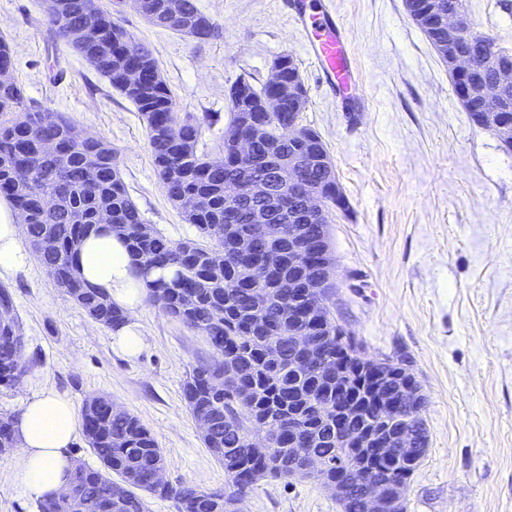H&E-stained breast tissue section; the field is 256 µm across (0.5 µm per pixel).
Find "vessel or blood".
Segmentation results:
<instances>
[{
    "mask_svg": "<svg viewBox=\"0 0 512 512\" xmlns=\"http://www.w3.org/2000/svg\"><path fill=\"white\" fill-rule=\"evenodd\" d=\"M296 21L317 60L330 89H348L356 75L355 61L347 49V36L319 0H296Z\"/></svg>",
    "mask_w": 512,
    "mask_h": 512,
    "instance_id": "obj_1",
    "label": "vessel or blood"
}]
</instances>
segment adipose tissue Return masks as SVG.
Returning <instances> with one entry per match:
<instances>
[{"instance_id":"obj_1","label":"adipose tissue","mask_w":512,"mask_h":512,"mask_svg":"<svg viewBox=\"0 0 512 512\" xmlns=\"http://www.w3.org/2000/svg\"><path fill=\"white\" fill-rule=\"evenodd\" d=\"M20 245V224L0 207V277L36 263ZM78 267L93 287L104 291L127 314L146 297L145 282L127 248L108 229L91 234L80 246ZM81 418L66 397L43 390L25 401L14 424L19 450L12 459L18 489L36 500L59 493L73 467L70 446Z\"/></svg>"}]
</instances>
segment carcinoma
<instances>
[{
  "instance_id": "cac0c4a2",
  "label": "carcinoma",
  "mask_w": 512,
  "mask_h": 512,
  "mask_svg": "<svg viewBox=\"0 0 512 512\" xmlns=\"http://www.w3.org/2000/svg\"><path fill=\"white\" fill-rule=\"evenodd\" d=\"M57 4L59 9L45 21L64 41L83 25L89 10L101 15L97 36L75 49L141 112L165 195L186 223L197 228L202 241H173L147 225L125 187L112 148L77 136L73 122L41 109L10 77L0 79V197L23 218L42 266L95 322L112 329L126 323V313L76 273L78 243L95 225L109 224L145 278L146 300L205 339L212 355L189 373L182 396L194 419L208 421L201 440L226 475L220 489L184 482L153 484V471L166 466L156 439L136 415L99 395L86 399L82 408L83 436L99 466L75 462L71 479L78 494L98 503L102 512H150L152 497L172 501L176 512H234V503L259 482L297 477L293 464L303 452L326 462L312 479L323 486L337 480L349 487L340 499L342 512H364L370 486L364 474L375 481L407 482L428 451L426 421L409 409L390 418L378 412L359 349L336 372L315 365L325 356H336L340 327L328 305L332 289L319 291L303 283L314 273L311 249L329 238L327 216L293 225L297 235L290 240L288 225L251 223L234 197L258 174L274 185L262 204L273 213L296 204L309 187L338 186L335 166L324 159L327 149L321 137L311 128L288 132L293 122L288 96L281 97L278 111L266 115L263 103L270 83L257 89L242 78L230 89V127L252 140V157L238 159L226 141L221 162L213 161L199 148L208 117L179 116L152 51L115 23L99 0ZM136 9L150 25L200 42L223 37V27L196 0H181L176 14L169 0H137ZM483 41L496 48L499 67L512 68V51L496 46L487 35ZM277 62L283 88L294 80L304 85L290 56ZM134 67L143 72V81L127 80ZM173 126L179 127L174 136ZM48 143L54 150L45 149ZM290 157L302 159V165L295 183L285 186L274 171ZM47 196L54 198L51 207L44 203ZM243 238L254 241V254L247 259L237 249ZM228 280L239 287H225ZM257 287L265 296L259 308L253 300ZM1 305L11 314L0 319V385H14L29 366L19 351L23 332L12 295L2 286ZM296 330L309 332L311 353L305 355L291 343L289 334ZM304 356L313 365L296 366ZM350 404L357 414L345 419L347 433L373 424L410 428L417 447L398 449L389 462L376 458L371 448L337 447L336 408ZM16 418L0 414V448L17 447ZM254 433L269 441L268 453L248 447ZM37 508L73 512L65 496L43 499Z\"/></svg>"
}]
</instances>
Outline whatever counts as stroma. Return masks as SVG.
<instances>
[{
  "instance_id": "1",
  "label": "stroma",
  "mask_w": 512,
  "mask_h": 512,
  "mask_svg": "<svg viewBox=\"0 0 512 512\" xmlns=\"http://www.w3.org/2000/svg\"><path fill=\"white\" fill-rule=\"evenodd\" d=\"M325 3L357 64L345 99L321 84L286 0H197L224 28L204 43L151 26L130 2L113 19L150 47L178 112L209 117L203 141L214 159L231 86L244 77L262 85L275 58H294L306 88L299 123L320 135L346 200L328 211L331 309L363 357L403 358L426 398L429 447L407 483L405 512H512V153L469 120L404 0ZM467 11L475 32L512 50V0H467ZM0 36L26 96L116 152L145 222L173 240L197 238L163 191L140 112L55 38L42 0H0ZM0 284L31 362L18 385L0 387V412L20 413L43 389L78 407L105 394L150 430L168 481L223 486L224 467L182 396L187 373L209 355L200 336L145 302L134 316L144 344L129 357L42 265ZM241 508L340 512L334 492L310 479L260 482Z\"/></svg>"
}]
</instances>
